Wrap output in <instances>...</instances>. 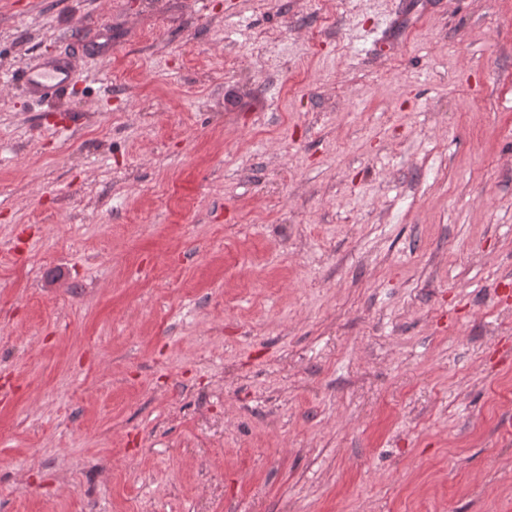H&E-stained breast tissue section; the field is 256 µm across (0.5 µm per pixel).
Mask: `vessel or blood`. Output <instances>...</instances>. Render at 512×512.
Wrapping results in <instances>:
<instances>
[{
	"mask_svg": "<svg viewBox=\"0 0 512 512\" xmlns=\"http://www.w3.org/2000/svg\"><path fill=\"white\" fill-rule=\"evenodd\" d=\"M17 77L28 96L42 101L65 91L76 79L77 67L67 53L38 56L28 61Z\"/></svg>",
	"mask_w": 512,
	"mask_h": 512,
	"instance_id": "obj_1",
	"label": "vessel or blood"
}]
</instances>
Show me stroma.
Wrapping results in <instances>:
<instances>
[{
	"label": "stroma",
	"mask_w": 512,
	"mask_h": 512,
	"mask_svg": "<svg viewBox=\"0 0 512 512\" xmlns=\"http://www.w3.org/2000/svg\"><path fill=\"white\" fill-rule=\"evenodd\" d=\"M0 512H512V0H0ZM77 71L70 54L64 53L31 59L17 77L28 96L35 101H43L65 91L76 79Z\"/></svg>",
	"instance_id": "stroma-1"
}]
</instances>
